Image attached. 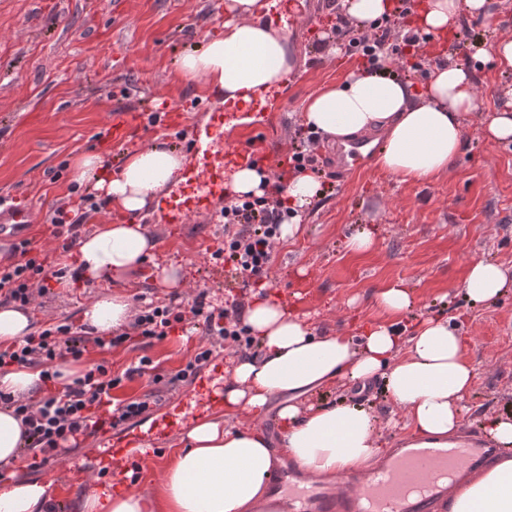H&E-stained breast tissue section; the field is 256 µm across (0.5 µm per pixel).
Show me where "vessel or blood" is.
I'll list each match as a JSON object with an SVG mask.
<instances>
[{"instance_id":"vessel-or-blood-1","label":"vessel or blood","mask_w":512,"mask_h":512,"mask_svg":"<svg viewBox=\"0 0 512 512\" xmlns=\"http://www.w3.org/2000/svg\"><path fill=\"white\" fill-rule=\"evenodd\" d=\"M262 104V96L255 94L246 100L230 98L223 109L208 113L204 123L194 126L185 145L187 161L174 187L156 204V223L187 224L215 213L224 201L230 172L270 158L274 148L268 138L241 141L224 135L238 112ZM376 146L372 137L339 143L330 167L337 176H345L366 165ZM31 222L29 210L0 205V235L26 230ZM223 372V365L215 361L199 378L213 408L224 403ZM181 423V417L164 413L156 428L135 434L134 439L145 451H154ZM96 454L109 474L120 475L127 465L128 447L119 438L103 439ZM500 455L498 445L476 437L448 446L427 439L404 443L369 474L340 475L331 482L320 481L294 464L279 467L269 476L268 507L270 512H440L450 483L481 471Z\"/></svg>"}]
</instances>
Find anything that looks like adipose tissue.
I'll return each instance as SVG.
<instances>
[{"instance_id":"obj_1","label":"adipose tissue","mask_w":512,"mask_h":512,"mask_svg":"<svg viewBox=\"0 0 512 512\" xmlns=\"http://www.w3.org/2000/svg\"><path fill=\"white\" fill-rule=\"evenodd\" d=\"M486 3L422 0L409 27L442 35L454 26L460 6L480 14ZM264 7V0H224L221 30L181 58L182 76L222 88L230 98L279 83L293 56L286 34L258 23ZM478 107L469 68L444 61L420 84L365 69L351 72L310 97L301 119L331 143L382 130L376 166L400 181L424 183L454 165L464 144L465 119ZM182 162L162 141L126 155L116 169L96 154L74 160L73 180L91 186L129 216L123 224L98 225L81 239L71 260L81 279H109L139 267L153 253L155 240L133 217L174 179ZM316 193L311 173L289 178L282 193L288 210L282 237L298 232ZM509 289L512 267L487 260L470 263L463 291L471 302L496 301ZM376 304L385 321L359 322L353 336L319 335L274 290L260 288L244 315L260 351L235 362L224 389L225 410L256 417L277 402L284 453L315 477L364 471L382 452L376 419L365 409L344 402L305 405L306 396L340 379L383 380L391 404L408 421L411 438L462 441V402L475 372L463 357L460 324L435 314L403 323L413 297L401 282L381 290ZM132 314L128 296L117 292L97 298L83 321L98 331H113L127 325ZM24 431L13 408L0 405V466L18 462ZM187 437L189 448L162 470L154 492L92 489L76 512H254L267 496L273 466L261 431L202 417ZM50 500L47 484L0 481V512H43ZM448 512H512V457L457 484Z\"/></svg>"}]
</instances>
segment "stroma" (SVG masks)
Segmentation results:
<instances>
[{
	"instance_id": "35a3bbf8",
	"label": "stroma",
	"mask_w": 512,
	"mask_h": 512,
	"mask_svg": "<svg viewBox=\"0 0 512 512\" xmlns=\"http://www.w3.org/2000/svg\"><path fill=\"white\" fill-rule=\"evenodd\" d=\"M310 7L317 13L314 23L300 18L282 24L293 49L294 78L275 86L264 120L270 138L286 146L302 124L304 102L360 66L334 32L335 11L322 0H312ZM223 18L224 0H0V197L32 210L26 238L52 247L48 212L63 202L79 204L83 191L70 176L76 157L96 153L116 166L157 139L183 148L192 125L220 107L223 93L184 80L177 62L220 29ZM458 19L474 29L476 42L429 37L415 50L420 67L412 76L413 82H424L441 50L473 71L480 112L466 122L455 165L427 183H405L372 165L343 183L325 180L296 235L276 241L269 286L319 334L347 335L354 321L380 318L376 296L395 281L413 291L410 318L467 310L463 352L476 377L464 423L477 431L485 415L512 413V291L473 307L462 289L472 261L512 266V143L490 142L481 121L482 113L512 99V70L474 59L473 53L476 45L512 38V0H488L487 14L465 11ZM142 224L157 243L153 258L104 283L49 288L26 308L33 330L66 318L81 323L87 305L110 290L156 300L175 295L186 304L201 291L220 305L239 295L240 278L206 261L224 237L218 216L175 227L155 223L148 209ZM363 229L374 234L372 248L348 250V237ZM170 263L185 271L187 286L177 294L156 275L159 266ZM199 340L178 331L144 349L128 344L110 355L112 371L122 373L146 355L161 374L173 376ZM352 390L351 383L339 380L309 401L355 399L376 418L383 448L395 447L404 437L398 425L403 415L383 383L374 382L358 396ZM149 392L165 407L197 401L199 389L189 381L155 384L144 376L123 382L112 397L125 401ZM185 435L174 430L148 458L131 451L129 467L117 478H97L84 446L74 451L82 471L55 473L46 466L34 473L16 468L12 474L50 484L59 512H73L72 503L92 488L131 484L155 490L160 471L185 448Z\"/></svg>"
}]
</instances>
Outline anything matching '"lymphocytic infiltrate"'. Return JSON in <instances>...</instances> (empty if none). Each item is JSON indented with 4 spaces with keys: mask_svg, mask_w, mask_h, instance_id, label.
Wrapping results in <instances>:
<instances>
[{
    "mask_svg": "<svg viewBox=\"0 0 512 512\" xmlns=\"http://www.w3.org/2000/svg\"><path fill=\"white\" fill-rule=\"evenodd\" d=\"M337 30L348 35L352 51L372 70L387 66L397 72H408L409 65L399 45L420 40L416 34L401 36L394 22L387 18L361 32L344 21ZM282 190L281 181L270 180L264 185L262 196L224 206V243L210 253V261L224 262L248 277H269L273 243L285 216ZM16 252L17 261L0 264V304H30L44 282L62 279L67 273L66 268L48 262L32 241H22ZM191 312L206 342L176 373V380L196 379L214 359L218 345L228 342L252 348L253 340L241 325L238 306L215 307L202 292L195 296ZM183 320L182 311L173 302L152 301L142 305L130 328L119 333L95 336L85 327L64 321L0 348V370L11 366L34 367L51 384L59 376V363L81 361L93 351L105 356L136 339L147 345L163 340ZM144 375L156 383L162 380L149 357H141L136 367L120 375L113 373L111 363L103 359L56 391L40 398L14 401V412L26 427L21 454L25 468L39 470L64 452L67 445L78 444L80 437L124 428L131 420L152 411L157 401L150 394L118 403L112 400V391L122 380Z\"/></svg>",
    "mask_w": 512,
    "mask_h": 512,
    "instance_id": "1",
    "label": "lymphocytic infiltrate"
}]
</instances>
